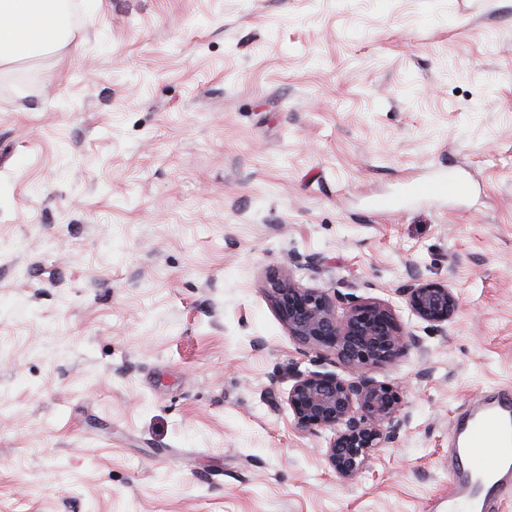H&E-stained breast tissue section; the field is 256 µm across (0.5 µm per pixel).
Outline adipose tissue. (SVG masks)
I'll return each mask as SVG.
<instances>
[{"label":"adipose tissue","instance_id":"obj_1","mask_svg":"<svg viewBox=\"0 0 512 512\" xmlns=\"http://www.w3.org/2000/svg\"><path fill=\"white\" fill-rule=\"evenodd\" d=\"M66 0H0V66L64 48Z\"/></svg>","mask_w":512,"mask_h":512}]
</instances>
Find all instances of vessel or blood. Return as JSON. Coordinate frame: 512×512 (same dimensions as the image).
<instances>
[{
  "mask_svg": "<svg viewBox=\"0 0 512 512\" xmlns=\"http://www.w3.org/2000/svg\"><path fill=\"white\" fill-rule=\"evenodd\" d=\"M455 173L411 184L419 196H443L459 187ZM448 453V512H498L512 496V387L484 393L452 421Z\"/></svg>",
  "mask_w": 512,
  "mask_h": 512,
  "instance_id": "1",
  "label": "vessel or blood"
}]
</instances>
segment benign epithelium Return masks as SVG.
Here are the masks:
<instances>
[{
    "label": "benign epithelium",
    "instance_id": "1",
    "mask_svg": "<svg viewBox=\"0 0 512 512\" xmlns=\"http://www.w3.org/2000/svg\"><path fill=\"white\" fill-rule=\"evenodd\" d=\"M268 284V297L289 335L300 345L336 355L345 366L344 376L295 374L288 408L299 431L332 432L323 457L336 475L354 477L380 449L391 447L410 419L404 386L376 381L369 371L420 348V339L388 303L350 298L340 314L336 296L326 289L302 288L280 272ZM400 294L412 316L436 328L460 308V298L443 281L414 277Z\"/></svg>",
    "mask_w": 512,
    "mask_h": 512
}]
</instances>
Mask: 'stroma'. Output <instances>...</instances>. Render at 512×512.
<instances>
[{
  "label": "stroma",
  "instance_id": "1",
  "mask_svg": "<svg viewBox=\"0 0 512 512\" xmlns=\"http://www.w3.org/2000/svg\"><path fill=\"white\" fill-rule=\"evenodd\" d=\"M71 2L0 68V512H444L451 417L512 384V0ZM291 255L461 299L372 370L411 418L352 478L288 414L344 372L268 298ZM460 178L453 173L451 168H448V174L440 172L431 178L410 185L412 193L419 196H443L448 193L449 188H456L459 191L464 189V186L459 182Z\"/></svg>",
  "mask_w": 512,
  "mask_h": 512
}]
</instances>
